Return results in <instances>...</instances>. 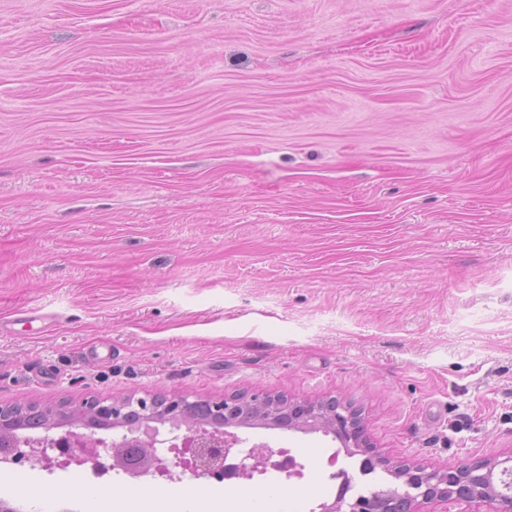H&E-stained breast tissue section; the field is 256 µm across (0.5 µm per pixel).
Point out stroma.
Listing matches in <instances>:
<instances>
[{
    "instance_id": "1",
    "label": "stroma",
    "mask_w": 512,
    "mask_h": 512,
    "mask_svg": "<svg viewBox=\"0 0 512 512\" xmlns=\"http://www.w3.org/2000/svg\"><path fill=\"white\" fill-rule=\"evenodd\" d=\"M20 308L57 322L0 335L2 405L333 396L392 463L512 456V0H0ZM239 434L319 503L339 467L395 483L321 432ZM73 477L19 465L0 501L97 512ZM299 484L255 474L252 512Z\"/></svg>"
}]
</instances>
